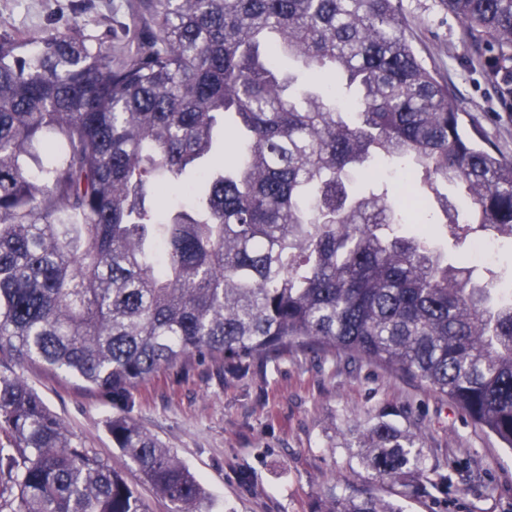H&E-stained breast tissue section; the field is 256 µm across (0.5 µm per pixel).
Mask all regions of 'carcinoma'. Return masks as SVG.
Returning a JSON list of instances; mask_svg holds the SVG:
<instances>
[{"mask_svg":"<svg viewBox=\"0 0 512 512\" xmlns=\"http://www.w3.org/2000/svg\"><path fill=\"white\" fill-rule=\"evenodd\" d=\"M397 2L140 0L118 54L77 22L0 31V512H147L21 364L126 406L195 357L243 371L342 354L418 381L512 450V293L448 260L431 223L399 234L388 193L351 190L401 160L415 193L461 184L474 223L512 237V160L466 131ZM442 2L508 90L512 0ZM227 115L234 149L215 163ZM108 430L169 512H203L169 449L125 414ZM353 433L346 447L398 493L448 485L414 432L381 416ZM322 512L400 510L366 489Z\"/></svg>","mask_w":512,"mask_h":512,"instance_id":"1","label":"carcinoma"}]
</instances>
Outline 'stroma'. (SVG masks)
Returning <instances> with one entry per match:
<instances>
[{"mask_svg":"<svg viewBox=\"0 0 512 512\" xmlns=\"http://www.w3.org/2000/svg\"><path fill=\"white\" fill-rule=\"evenodd\" d=\"M138 0H0V26L21 36L73 23L107 43L133 22ZM407 33L426 63L451 85L466 128L512 159V101L491 82L441 0H400ZM20 376L68 436L136 488L148 512H169L115 448L106 422L120 406L39 367ZM132 420L170 448L203 482L210 512H318L328 490L354 494L368 483L344 443L354 423L378 417L416 432L426 471L450 474L448 492L400 500L405 512H512V453L420 383L341 357L254 363L238 376L221 360H194L134 391Z\"/></svg>","mask_w":512,"mask_h":512,"instance_id":"35a3bbf8","label":"stroma"}]
</instances>
